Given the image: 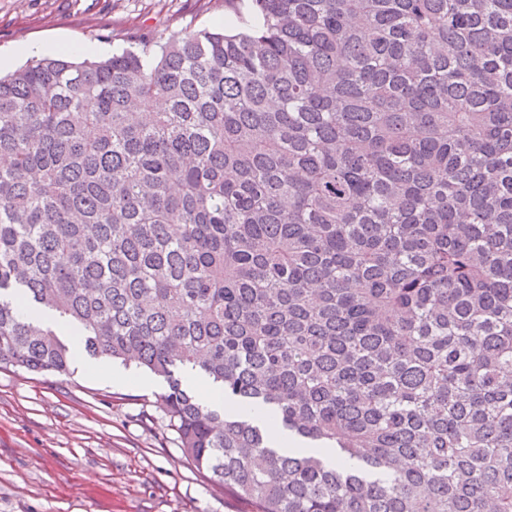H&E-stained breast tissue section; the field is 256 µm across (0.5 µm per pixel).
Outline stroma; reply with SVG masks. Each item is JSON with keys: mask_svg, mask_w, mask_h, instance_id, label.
<instances>
[{"mask_svg": "<svg viewBox=\"0 0 512 512\" xmlns=\"http://www.w3.org/2000/svg\"><path fill=\"white\" fill-rule=\"evenodd\" d=\"M224 0H0V75L21 43H91L240 29ZM163 378L73 354L68 374L0 369V512H243L183 454L159 404Z\"/></svg>", "mask_w": 512, "mask_h": 512, "instance_id": "1", "label": "stroma"}]
</instances>
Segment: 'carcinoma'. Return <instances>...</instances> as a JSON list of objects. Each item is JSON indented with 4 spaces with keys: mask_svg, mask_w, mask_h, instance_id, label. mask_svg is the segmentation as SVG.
Listing matches in <instances>:
<instances>
[{
    "mask_svg": "<svg viewBox=\"0 0 512 512\" xmlns=\"http://www.w3.org/2000/svg\"><path fill=\"white\" fill-rule=\"evenodd\" d=\"M225 2L0 77V368L54 312L250 512H512V0Z\"/></svg>",
    "mask_w": 512,
    "mask_h": 512,
    "instance_id": "obj_1",
    "label": "carcinoma"
}]
</instances>
